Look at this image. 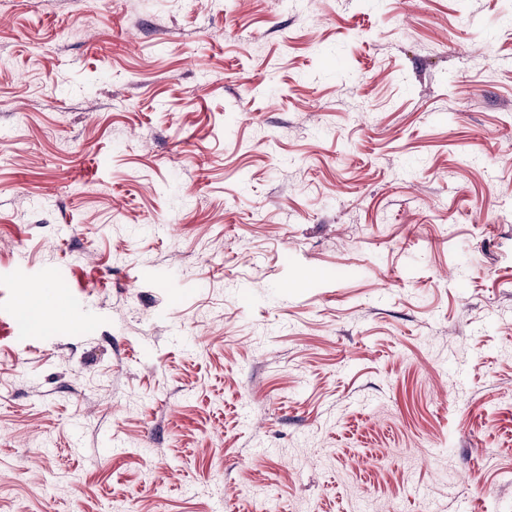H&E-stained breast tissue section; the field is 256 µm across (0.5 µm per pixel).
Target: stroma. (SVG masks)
Returning <instances> with one entry per match:
<instances>
[{"mask_svg":"<svg viewBox=\"0 0 512 512\" xmlns=\"http://www.w3.org/2000/svg\"><path fill=\"white\" fill-rule=\"evenodd\" d=\"M0 512H512V0H0Z\"/></svg>","mask_w":512,"mask_h":512,"instance_id":"35a3bbf8","label":"stroma"}]
</instances>
